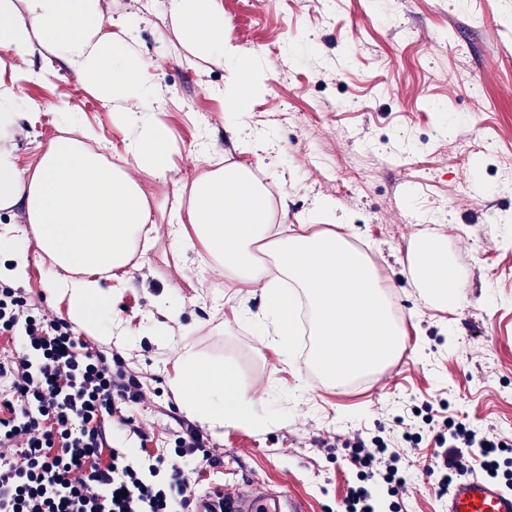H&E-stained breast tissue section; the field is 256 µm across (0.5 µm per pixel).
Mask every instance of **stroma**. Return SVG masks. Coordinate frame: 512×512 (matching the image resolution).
I'll list each match as a JSON object with an SVG mask.
<instances>
[{
    "instance_id": "stroma-1",
    "label": "stroma",
    "mask_w": 512,
    "mask_h": 512,
    "mask_svg": "<svg viewBox=\"0 0 512 512\" xmlns=\"http://www.w3.org/2000/svg\"><path fill=\"white\" fill-rule=\"evenodd\" d=\"M255 94L237 124L224 110V63L199 57L176 36L168 0H102L106 28L125 33L162 89L153 119L169 131L165 179L127 153L133 136L118 104L93 95L62 61L34 50L13 60L0 50V84L43 103L10 139L21 166L68 124L89 130L114 165L140 182L152 203L149 245L122 285L111 278L113 352L147 379L130 417L172 444L181 408L170 387L184 352L224 362L253 401L265 429H204L222 463L202 468L199 491L232 495L255 483L287 487L304 512H337L356 439L399 441L419 426L402 467L406 486L380 490L379 512H443L434 488L437 413L494 433L508 446L497 483L512 478V0H247ZM247 166L272 192V221L350 234L366 247L406 332L402 352L381 372L340 387L313 379L298 354L284 361L256 335L265 312L258 287L202 249L174 246L171 229L193 182L211 161ZM438 238L461 283L455 311L426 305L414 287L408 247ZM52 264L30 255L17 287L43 314L65 304L46 291ZM179 301V317L158 302Z\"/></svg>"
}]
</instances>
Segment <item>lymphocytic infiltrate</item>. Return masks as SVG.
Here are the masks:
<instances>
[{
	"instance_id": "f902f5d3",
	"label": "lymphocytic infiltrate",
	"mask_w": 512,
	"mask_h": 512,
	"mask_svg": "<svg viewBox=\"0 0 512 512\" xmlns=\"http://www.w3.org/2000/svg\"><path fill=\"white\" fill-rule=\"evenodd\" d=\"M23 329L22 347L0 356V512H194L191 473L221 459L201 431L182 423L173 447L141 463L113 449L100 465L110 423L143 431L124 408L146 398L140 374L117 354L78 336L63 319H47L14 289H0V335ZM446 493L482 470L496 477L501 445L463 421L443 420L435 436ZM399 448L361 446L355 465L368 480L392 483Z\"/></svg>"
}]
</instances>
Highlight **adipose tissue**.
<instances>
[{
  "label": "adipose tissue",
  "instance_id": "ef3b65f1",
  "mask_svg": "<svg viewBox=\"0 0 512 512\" xmlns=\"http://www.w3.org/2000/svg\"><path fill=\"white\" fill-rule=\"evenodd\" d=\"M174 30L198 54L230 58L224 77L227 110L247 111L253 96L250 57L224 37V14L214 0H169ZM64 60L87 89L106 101L123 103L124 120L135 135L128 151L152 177L166 170V128L147 121L144 103L155 87L148 63L123 38L106 32L100 0H0V48L14 58L34 48ZM16 88L0 87V217L24 218L37 248L56 269L48 292L66 300L69 319L97 336L111 306L112 291L100 273L123 282L136 243L151 221V206L140 184L122 167L87 151L79 137L52 141L30 174L2 137L21 114ZM188 228H177L174 243L199 242L206 253L247 283L260 284L265 313L276 327L274 347L292 360L295 308L306 297L315 336L313 363L331 384L379 371L403 348L397 324L374 268L342 236L311 231L272 237L267 190L243 166L218 169L193 182ZM274 259L256 263L254 251ZM409 271L426 304L455 308L460 284L441 245L430 238L409 252ZM188 414L212 427L234 425L251 416V398L219 362L191 354L178 359L171 380Z\"/></svg>",
  "mask_w": 512,
  "mask_h": 512
}]
</instances>
